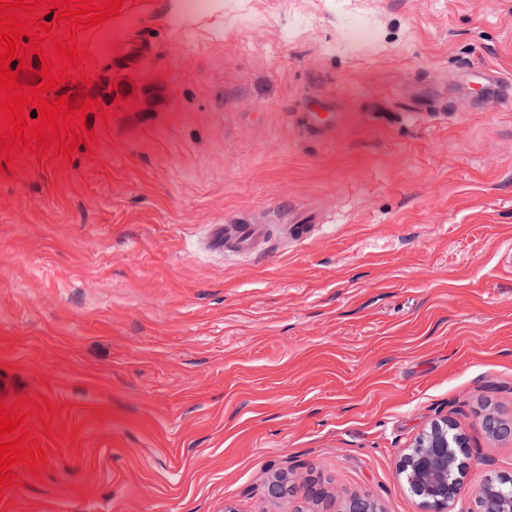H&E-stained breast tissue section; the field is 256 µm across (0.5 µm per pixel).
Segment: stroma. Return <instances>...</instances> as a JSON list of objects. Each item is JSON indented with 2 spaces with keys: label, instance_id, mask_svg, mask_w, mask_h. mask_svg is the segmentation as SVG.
Here are the masks:
<instances>
[{
  "label": "stroma",
  "instance_id": "stroma-1",
  "mask_svg": "<svg viewBox=\"0 0 512 512\" xmlns=\"http://www.w3.org/2000/svg\"><path fill=\"white\" fill-rule=\"evenodd\" d=\"M75 46L93 139L0 168V402L55 409L0 512H421L445 417L462 503L512 476V96L466 80L512 78V0H124ZM103 53L113 57H121L135 62H140L146 50L132 40L131 37L112 38L102 46ZM232 236V241L240 252H250L255 249L261 238L260 230L255 224L241 222L238 224H224V235L220 236L218 243L224 247L225 236ZM448 418L431 424L400 455L399 472L410 491L420 499L423 512H451L462 492L465 466L463 437Z\"/></svg>",
  "mask_w": 512,
  "mask_h": 512
}]
</instances>
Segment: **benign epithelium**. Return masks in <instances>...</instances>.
Returning a JSON list of instances; mask_svg holds the SVG:
<instances>
[{"mask_svg":"<svg viewBox=\"0 0 512 512\" xmlns=\"http://www.w3.org/2000/svg\"><path fill=\"white\" fill-rule=\"evenodd\" d=\"M488 432L512 438V421L493 414L483 419ZM463 437L455 422L444 419L431 424L414 444L402 450L399 472L410 491L420 499L422 512H448L462 492L465 466ZM474 507L467 512H512V477L488 479L474 494Z\"/></svg>","mask_w":512,"mask_h":512,"instance_id":"benign-epithelium-1","label":"benign epithelium"}]
</instances>
